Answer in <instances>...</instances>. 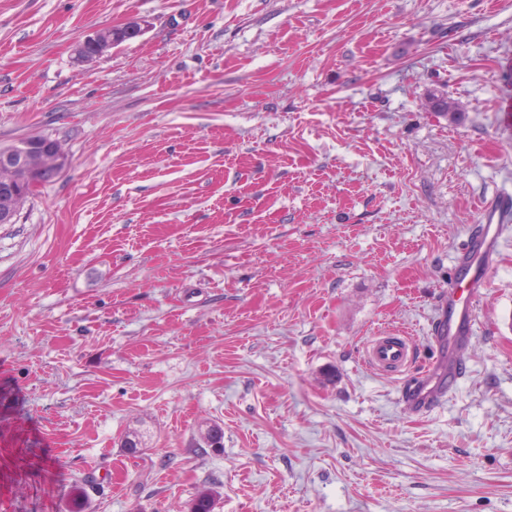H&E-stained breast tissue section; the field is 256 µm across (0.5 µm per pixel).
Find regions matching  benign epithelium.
Returning <instances> with one entry per match:
<instances>
[{
  "label": "benign epithelium",
  "mask_w": 512,
  "mask_h": 512,
  "mask_svg": "<svg viewBox=\"0 0 512 512\" xmlns=\"http://www.w3.org/2000/svg\"><path fill=\"white\" fill-rule=\"evenodd\" d=\"M142 32L138 23L96 29L78 42L77 61L94 62ZM65 163L62 145L47 136H31L0 147V224L16 223L22 206L35 188L55 177Z\"/></svg>",
  "instance_id": "benign-epithelium-1"
}]
</instances>
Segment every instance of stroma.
I'll return each mask as SVG.
<instances>
[{
  "label": "stroma",
  "mask_w": 512,
  "mask_h": 512,
  "mask_svg": "<svg viewBox=\"0 0 512 512\" xmlns=\"http://www.w3.org/2000/svg\"><path fill=\"white\" fill-rule=\"evenodd\" d=\"M509 60L512 0H0V146L67 155L0 225V512H512V239L457 386L403 402L512 189ZM142 32L140 23L124 26L110 25L96 29L78 42L75 49L77 61L80 63L97 61L112 48L141 35ZM413 354V343L408 336L387 332L374 337L365 360L373 369L402 373L410 365Z\"/></svg>",
  "instance_id": "1"
}]
</instances>
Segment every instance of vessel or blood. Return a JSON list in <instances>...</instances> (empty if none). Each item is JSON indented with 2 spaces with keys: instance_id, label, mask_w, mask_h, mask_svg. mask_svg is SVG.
I'll list each match as a JSON object with an SVG mask.
<instances>
[{
  "instance_id": "b4317fda",
  "label": "vessel or blood",
  "mask_w": 512,
  "mask_h": 512,
  "mask_svg": "<svg viewBox=\"0 0 512 512\" xmlns=\"http://www.w3.org/2000/svg\"><path fill=\"white\" fill-rule=\"evenodd\" d=\"M488 215L489 223L479 225L471 232L466 249L455 257L456 263L467 271L468 294L461 297L456 289H449L446 309L437 312L434 355L424 371L411 377L407 384L405 399L415 411L422 412L432 407L458 382V360L475 332L474 299L485 286L481 264L512 232L511 203L505 200L492 203ZM412 357L410 338L387 332L374 337L367 348L365 360L371 368L401 373L410 365Z\"/></svg>"
}]
</instances>
